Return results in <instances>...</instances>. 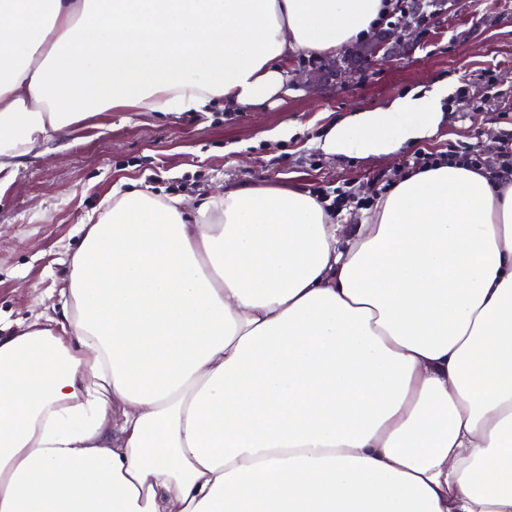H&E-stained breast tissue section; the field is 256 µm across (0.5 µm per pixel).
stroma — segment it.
Masks as SVG:
<instances>
[{"instance_id":"1","label":"stroma","mask_w":512,"mask_h":512,"mask_svg":"<svg viewBox=\"0 0 512 512\" xmlns=\"http://www.w3.org/2000/svg\"><path fill=\"white\" fill-rule=\"evenodd\" d=\"M328 58L297 53L291 65L316 83L288 79L283 103L252 112H108L54 133L0 183V326L17 328L57 309L79 226L99 216L115 186L132 180L186 203L225 183L271 180L335 197L375 196V174L393 173L414 149H480L512 126V0H442L416 36L339 89L321 75ZM495 85H488V75ZM448 86L433 134L399 152L323 153L318 141L348 111L379 109L407 91Z\"/></svg>"}]
</instances>
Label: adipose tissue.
<instances>
[{
	"label": "adipose tissue",
	"mask_w": 512,
	"mask_h": 512,
	"mask_svg": "<svg viewBox=\"0 0 512 512\" xmlns=\"http://www.w3.org/2000/svg\"><path fill=\"white\" fill-rule=\"evenodd\" d=\"M390 0H0V173L100 112H241ZM448 87L319 142L389 155ZM62 310L0 335V512H512V180L441 165L338 224L292 185L113 191Z\"/></svg>",
	"instance_id": "adipose-tissue-1"
}]
</instances>
